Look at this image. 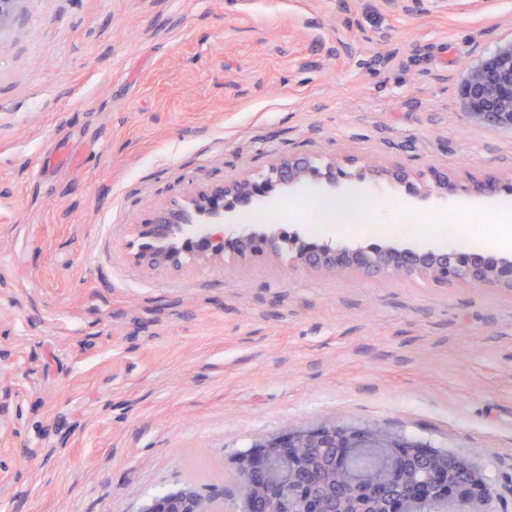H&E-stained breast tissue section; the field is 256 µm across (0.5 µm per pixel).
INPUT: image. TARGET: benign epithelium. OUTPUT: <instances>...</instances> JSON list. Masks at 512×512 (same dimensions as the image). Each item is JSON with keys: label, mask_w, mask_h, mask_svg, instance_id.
<instances>
[{"label": "benign epithelium", "mask_w": 512, "mask_h": 512, "mask_svg": "<svg viewBox=\"0 0 512 512\" xmlns=\"http://www.w3.org/2000/svg\"><path fill=\"white\" fill-rule=\"evenodd\" d=\"M17 2L0 0V30L14 22ZM460 106L473 127L512 131V39L466 66L460 86ZM432 177V183L422 187L412 172L399 163L363 167L348 174L334 158L317 164L298 153L277 156L258 175L198 186L183 200L154 209L148 222L139 226L138 235L143 243L133 259L137 265L152 271L178 270L189 262L221 258L227 250L245 259L264 253L276 255L286 243L298 266L307 271L337 276L357 272L369 278L421 276L439 285L468 284L512 291L511 257L388 244L338 247L328 240H310L297 231L286 235L273 225L257 228L240 223L244 211L262 204L277 188L316 187L334 191L345 178L397 184L416 200H425L433 194L444 200L461 194L489 199L499 195L504 187L503 179L493 173L459 181L434 169ZM226 224L236 226L230 237L224 235ZM252 447V454L238 462V473L247 493L251 492L255 476L268 468L274 457L287 459L290 472H295L300 467L296 457L298 448L315 453L324 448L335 449L336 468L342 466L351 450L375 447L383 449L397 464L409 458L422 465L420 476L410 480L405 491L396 483L362 491L350 485L343 490L331 489L329 499L322 501L315 500L309 492L311 485L322 477V473L316 472L299 486L300 508L295 512H373L376 502L382 504L380 512H413L433 491L438 492L439 500L448 503L446 512H457L460 501L468 498L478 503L489 489L481 470L472 462L379 426L332 423L288 428L255 439ZM145 512H217V509L207 507L204 496L198 492L181 489L153 499Z\"/></svg>", "instance_id": "1"}]
</instances>
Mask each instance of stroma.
<instances>
[{
  "instance_id": "obj_1",
  "label": "stroma",
  "mask_w": 512,
  "mask_h": 512,
  "mask_svg": "<svg viewBox=\"0 0 512 512\" xmlns=\"http://www.w3.org/2000/svg\"><path fill=\"white\" fill-rule=\"evenodd\" d=\"M511 38L512 0H20L0 33V512H144L183 487L238 512L237 454L325 421L469 459L512 512V292L132 259L154 207L277 155L511 172L512 132L459 100L463 62ZM363 191L370 221L338 244H410L389 231L408 213L479 240L512 203Z\"/></svg>"
}]
</instances>
